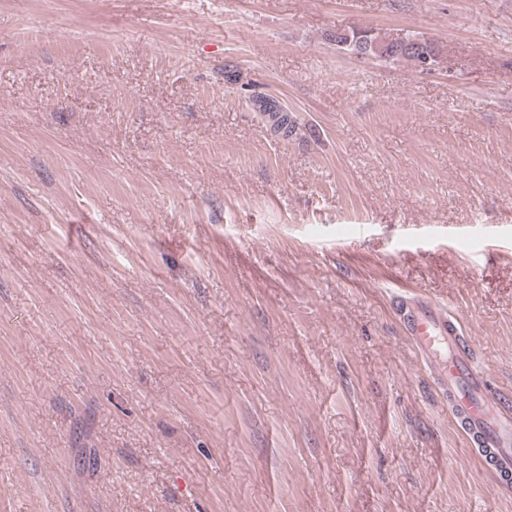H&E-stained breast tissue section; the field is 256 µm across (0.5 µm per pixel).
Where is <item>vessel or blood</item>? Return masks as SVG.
Returning a JSON list of instances; mask_svg holds the SVG:
<instances>
[{"label": "vessel or blood", "instance_id": "obj_1", "mask_svg": "<svg viewBox=\"0 0 512 512\" xmlns=\"http://www.w3.org/2000/svg\"><path fill=\"white\" fill-rule=\"evenodd\" d=\"M393 305L413 348L433 365L455 427L498 484L512 485V406L492 393L472 348L445 313L402 294L394 296Z\"/></svg>", "mask_w": 512, "mask_h": 512}]
</instances>
